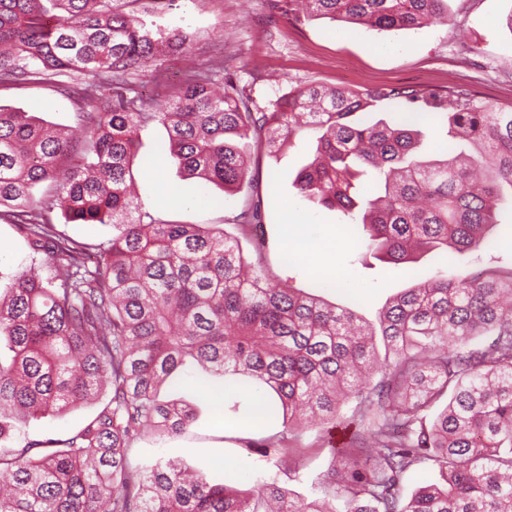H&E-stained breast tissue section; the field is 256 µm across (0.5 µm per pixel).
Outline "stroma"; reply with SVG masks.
<instances>
[{"mask_svg":"<svg viewBox=\"0 0 512 512\" xmlns=\"http://www.w3.org/2000/svg\"><path fill=\"white\" fill-rule=\"evenodd\" d=\"M449 20L417 30L378 31L327 19H305L292 0H175L164 9L158 23L178 27L191 36L189 53H173L144 63L123 88L130 98L163 100L185 72L223 67L233 74L258 108L311 84L366 90L406 87L446 95L449 86H466L472 94L499 108H512V0H448ZM479 44L482 52L469 51ZM0 105L28 113L59 126H72L76 115L89 111L88 100L69 95L58 80H31L0 85ZM380 118L397 126L424 132V156L433 158L459 152L457 142L443 138L441 111L411 108L398 99L382 102ZM142 147L133 166L140 201L154 216L177 224H210L235 233L233 218L245 197L259 202L263 213L261 235L265 246L254 252L244 244L247 260L261 265L271 284L301 289L306 294L351 310L375 321L378 309L401 289L435 276L455 277L460 272L512 268V221L497 225L491 242L481 250L456 256L442 250L414 262L357 263L365 237L359 224H340L334 211L300 200L292 186L296 172L316 145V135L296 136L293 146L279 158L253 156L255 181L242 193L228 196L218 186L180 172L170 154L168 134L157 123L141 133ZM167 184L173 196L158 192ZM314 228L335 235L331 256L347 267L350 283L329 288L315 279L303 261L286 259L282 242L287 225ZM30 251L18 225L0 220V291L12 276L28 269ZM164 400L185 399L198 415L180 437L145 434L133 440L129 459L145 466L159 458L180 457L189 463L204 461L209 480L242 490L275 478L291 497L317 498L321 483L344 461L324 444L319 424L302 433L284 426L277 397L271 391L255 392L252 381L237 375H215L194 360H186L160 391ZM261 401L264 418L246 420L254 401ZM83 406L62 416L32 419L18 425L11 442L21 446L32 440L65 439L95 413ZM282 441L293 448L288 473H280L274 458L262 445Z\"/></svg>","mask_w":512,"mask_h":512,"instance_id":"1","label":"stroma"}]
</instances>
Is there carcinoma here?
I'll list each match as a JSON object with an SVG mask.
<instances>
[{"label":"carcinoma","mask_w":512,"mask_h":512,"mask_svg":"<svg viewBox=\"0 0 512 512\" xmlns=\"http://www.w3.org/2000/svg\"><path fill=\"white\" fill-rule=\"evenodd\" d=\"M122 2L0 0V84L80 72L93 81L73 93L96 99L140 63L188 51L186 33L153 20L161 0H143L137 20ZM301 2L307 18L392 30L441 20L446 0ZM391 98L447 111L446 136L470 150L425 159L422 131L355 121ZM152 122L180 169L234 193L249 181L251 152L274 157L317 133L297 195L363 225L366 253L382 262L476 251L512 210V111L459 85L444 98L310 85L254 112L233 81L189 71L162 104L121 99L80 113L79 137L0 106V208L49 271L16 275L0 299V440L17 422L106 395L65 440L0 445V512H512V269L405 288L375 324L279 288L224 230L145 210L131 166ZM57 211L117 234L78 242L58 230ZM234 222L262 225L260 204L245 200ZM376 335L392 360L373 384ZM187 358L271 390L290 427L317 420L329 433L343 401L357 400L353 417L368 425L339 449L344 469L323 481L325 497L293 500L275 480L237 490L180 460L131 466L132 440L194 421L192 406L158 399ZM425 460L439 479L406 501L403 477Z\"/></svg>","instance_id":"carcinoma-1"}]
</instances>
